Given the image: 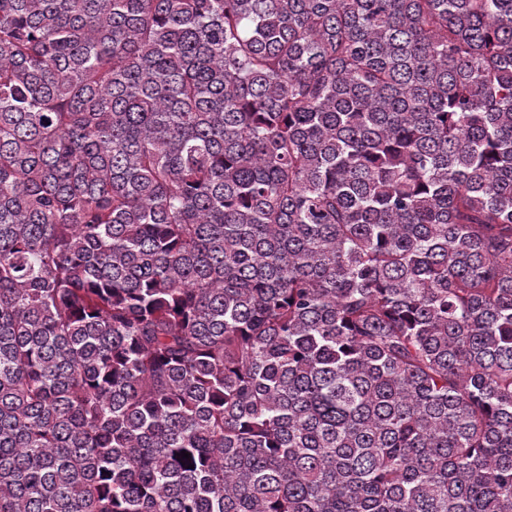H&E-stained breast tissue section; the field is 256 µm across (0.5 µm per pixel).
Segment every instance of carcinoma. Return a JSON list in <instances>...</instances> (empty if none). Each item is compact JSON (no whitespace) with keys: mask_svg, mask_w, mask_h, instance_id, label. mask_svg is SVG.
Returning a JSON list of instances; mask_svg holds the SVG:
<instances>
[{"mask_svg":"<svg viewBox=\"0 0 512 512\" xmlns=\"http://www.w3.org/2000/svg\"><path fill=\"white\" fill-rule=\"evenodd\" d=\"M0 512H512V0H0Z\"/></svg>","mask_w":512,"mask_h":512,"instance_id":"carcinoma-1","label":"carcinoma"}]
</instances>
